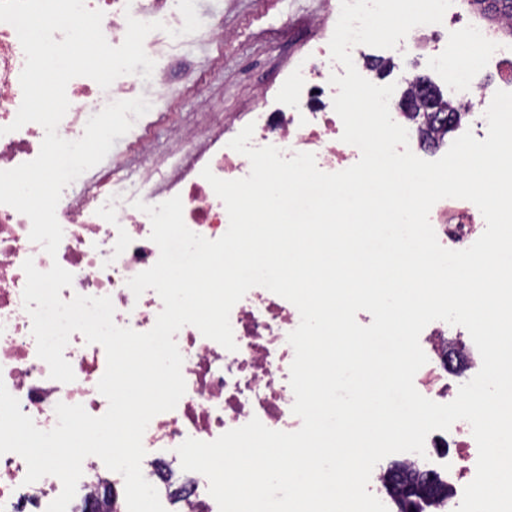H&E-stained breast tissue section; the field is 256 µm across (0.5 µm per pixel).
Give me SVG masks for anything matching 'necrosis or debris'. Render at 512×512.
<instances>
[{"mask_svg":"<svg viewBox=\"0 0 512 512\" xmlns=\"http://www.w3.org/2000/svg\"><path fill=\"white\" fill-rule=\"evenodd\" d=\"M178 0H84L87 8L103 12L102 31L108 43L120 45L126 34L127 17L144 22L160 21L181 28L183 17ZM340 6L331 0L317 20L316 41L300 54L283 78L274 98L246 114L244 120L216 122L213 126L185 130L172 129L176 143L200 141V148L181 155L172 165H157L142 171L133 180L116 177L111 168L98 164L62 191L56 217L63 238L56 256H49L29 238L30 219L14 208L0 204V380L19 399L21 410L44 431L57 424L58 403L79 404L93 416L108 409L107 399L97 385L106 369V353L96 343L73 333L64 349L75 379L62 383L51 379L47 364L38 358L31 318L24 307L22 292L26 275L22 265L33 260L38 270L52 263L73 275L71 287L62 289L63 300L75 295L110 297L118 326L146 332L154 326L163 302L154 290L134 296L127 282L153 266L159 248L151 240L149 217L134 208V200L149 205L181 197L183 218L193 232L210 240L220 238L229 226L222 200L201 172L210 168L223 180L246 177L251 170L247 157L229 148L228 143L246 124H253L250 144L259 148H279L284 158L295 153L314 154L319 170H344L356 146L342 141L343 123L333 107L336 88L330 77L343 67L331 58L329 41L333 21ZM185 37L144 40L147 55L155 68L150 80L136 74L117 78L109 88H101L87 77L73 78L67 85L69 109L57 131L67 140L80 139L87 120L107 104L133 99V90L149 82L165 91L170 72L165 62L176 57ZM395 54L423 57L440 75H451L454 89L449 104L463 111H478L471 127L477 139H484L488 125L484 116L496 91L512 92V44L500 41L484 25L471 21L460 25L429 24L414 27L394 49ZM25 54L14 27L0 22V170H9L37 157L45 131L30 122L11 130L22 102L20 75ZM497 72L499 80L486 76ZM429 221L439 243L451 250L471 246L484 232L486 222L475 204L446 198L431 209ZM237 345L229 351L206 338L192 325L174 336L183 356L182 374L186 392L175 409L156 415L144 435L146 455L141 467L146 479L158 491L161 502H174L177 512H219L209 493L207 478L183 470L177 448L186 439L210 442L228 430L259 419L267 428L294 432L301 419L292 411L294 393L290 367L294 349L289 334L300 323L297 308L288 300L256 286L237 302L230 313ZM420 345L428 361L414 377L417 391L445 404L453 401L461 385L481 368V357L465 331H450L446 322L428 324L420 335ZM478 448L467 421L459 420L448 430L431 432L424 454L395 453L374 467L369 491L387 508L399 512L404 473L416 472L432 478L442 493L419 503L421 512H456L463 490L476 475ZM83 475L77 484L73 506L89 512H127L124 479L111 473L95 456L85 458ZM25 460L18 454L0 455V512H46L60 494L62 484L46 476L28 484Z\"/></svg>","mask_w":512,"mask_h":512,"instance_id":"4bbe7bcc","label":"necrosis or debris"}]
</instances>
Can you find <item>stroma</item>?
<instances>
[{
  "mask_svg": "<svg viewBox=\"0 0 512 512\" xmlns=\"http://www.w3.org/2000/svg\"><path fill=\"white\" fill-rule=\"evenodd\" d=\"M322 0H197L202 27L196 41L170 65L171 81L163 94L164 120L149 134L150 152L139 151L133 134L115 138L112 165L119 177H133L152 164L168 160L174 127L202 126L211 112L238 119L258 104L264 88H276L316 34ZM224 27L223 41H213L209 26ZM373 72L380 83H401L409 76L425 80L440 95L448 86L425 61L407 55L384 61Z\"/></svg>",
  "mask_w": 512,
  "mask_h": 512,
  "instance_id": "1",
  "label": "stroma"
}]
</instances>
